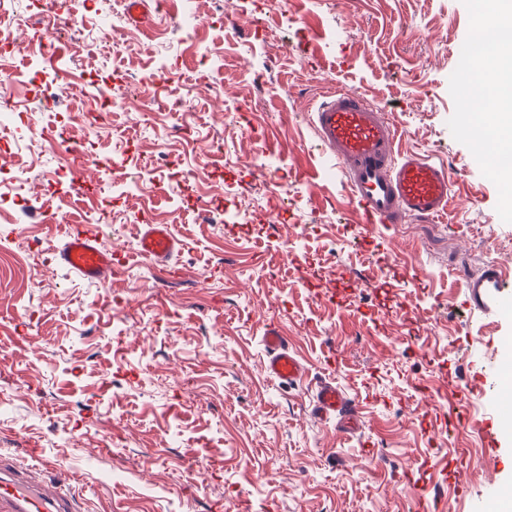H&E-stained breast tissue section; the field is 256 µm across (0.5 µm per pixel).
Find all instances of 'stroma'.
I'll return each mask as SVG.
<instances>
[{
  "label": "stroma",
  "mask_w": 512,
  "mask_h": 512,
  "mask_svg": "<svg viewBox=\"0 0 512 512\" xmlns=\"http://www.w3.org/2000/svg\"><path fill=\"white\" fill-rule=\"evenodd\" d=\"M147 7L140 26L114 0H65L72 26L47 53L28 0L13 8L23 26H0L22 47L0 59L14 75L4 93L29 118L23 141L0 128L12 145L0 165L23 170L57 221L97 226L125 270L106 286L81 280L56 263L50 225L0 207V248L41 241L0 269V455L67 481L83 512H482L491 475L512 483V422L495 458L482 431L495 388L457 387L491 356L512 358V318L470 313L453 270L473 253L512 263V192L459 134L469 62L454 45L473 29L472 0ZM101 25L111 39L91 42ZM43 77L80 89L50 106ZM117 88L191 98L193 140L165 112L120 107L89 127L86 103ZM329 88L361 91L393 117L399 151L461 175L443 220L362 224L309 125ZM212 135L223 155L201 151ZM75 144L88 154L81 194ZM103 155L136 189L114 186ZM279 157L274 196L256 164ZM199 197L218 220L202 219ZM144 214L182 241L178 280L136 258ZM269 319L307 368L300 382L262 371ZM323 380L360 403L355 434L312 417ZM463 464L460 492L450 474Z\"/></svg>",
  "instance_id": "obj_1"
}]
</instances>
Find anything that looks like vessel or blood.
<instances>
[{
    "instance_id": "obj_1",
    "label": "vessel or blood",
    "mask_w": 512,
    "mask_h": 512,
    "mask_svg": "<svg viewBox=\"0 0 512 512\" xmlns=\"http://www.w3.org/2000/svg\"><path fill=\"white\" fill-rule=\"evenodd\" d=\"M310 124L325 162L336 168L349 189L350 199L365 225L432 221L445 212L454 196L453 182L444 164L419 154H397L396 126L386 112L371 105L354 90L333 89L310 114ZM62 243L57 261L80 277L99 283L111 281L118 270L111 251L102 247L98 231L81 224H60ZM179 242L168 225H144L139 254L164 268ZM465 302L479 315L492 319L512 317V268L497 261L478 273L463 276ZM265 375L292 384L306 372L301 359L289 350L286 336L273 322L264 326ZM484 380L496 386L495 412L484 424L489 447H497V430L512 419V363L494 359ZM311 412L320 419L338 418L339 435L359 428V405L333 383L319 382ZM0 512H80L62 482H42L0 464Z\"/></svg>"
}]
</instances>
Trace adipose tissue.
<instances>
[{
    "label": "adipose tissue",
    "instance_id": "adipose-tissue-1",
    "mask_svg": "<svg viewBox=\"0 0 512 512\" xmlns=\"http://www.w3.org/2000/svg\"><path fill=\"white\" fill-rule=\"evenodd\" d=\"M504 7V0H485V12L474 20L477 40L473 45L470 63L481 74V83L473 87L465 101L466 111H479L476 120H467L466 129L480 128L478 139L481 157L490 173H499L498 158L512 154V120L502 121L492 113L482 111L480 92L488 87L497 90L501 99L512 108V69L500 66L497 48L500 43H512V27L502 26L497 17Z\"/></svg>",
    "mask_w": 512,
    "mask_h": 512
}]
</instances>
